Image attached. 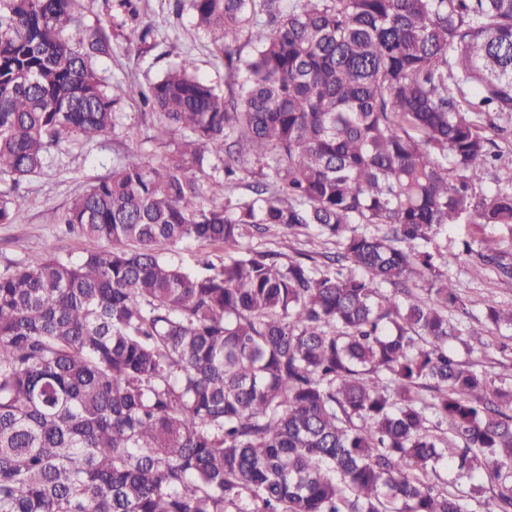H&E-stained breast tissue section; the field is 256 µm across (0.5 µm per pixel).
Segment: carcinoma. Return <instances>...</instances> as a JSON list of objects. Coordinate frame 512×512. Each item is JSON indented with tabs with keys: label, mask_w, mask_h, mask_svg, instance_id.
<instances>
[{
	"label": "carcinoma",
	"mask_w": 512,
	"mask_h": 512,
	"mask_svg": "<svg viewBox=\"0 0 512 512\" xmlns=\"http://www.w3.org/2000/svg\"><path fill=\"white\" fill-rule=\"evenodd\" d=\"M83 2L0 0V179L116 124ZM191 2L227 93L179 57L141 93L174 148L56 215L109 247L0 273V512H469L483 477L512 512V389L448 350L485 342L434 247L512 225V182L481 191L512 132V0ZM209 159L212 195L239 172L250 194L204 204ZM24 205L0 193V223ZM270 226L339 251L244 245ZM184 240L238 253L189 272L159 252Z\"/></svg>",
	"instance_id": "carcinoma-1"
}]
</instances>
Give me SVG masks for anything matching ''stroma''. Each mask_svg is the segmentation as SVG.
I'll return each mask as SVG.
<instances>
[{"instance_id": "stroma-1", "label": "stroma", "mask_w": 512, "mask_h": 512, "mask_svg": "<svg viewBox=\"0 0 512 512\" xmlns=\"http://www.w3.org/2000/svg\"><path fill=\"white\" fill-rule=\"evenodd\" d=\"M85 6L86 24L104 27L112 40L111 57L98 64L101 75L109 83L129 87L131 93L114 107L118 119L112 134L81 147L66 148L53 155L37 174L20 182L0 181L1 192L25 200L23 211L12 223L0 224V272L16 263H39L49 243L58 256L71 260L99 248V241L67 231L63 225L53 223L52 217L63 212L78 191L108 174L127 152L137 151L154 161L166 153L170 139L159 131L150 108L141 103L137 92L159 80L175 63L171 44H178L181 52L194 60L200 77L218 86L224 83V57L209 33L195 26L189 0H139V14L134 19L121 8H107L106 0H85ZM146 26L152 28L153 34L143 41L139 33ZM467 241L477 249L492 246L512 253V226L457 224L438 234L436 242L447 261L448 275L468 303L466 323L485 340L484 347L471 351L458 340L452 341L449 348L490 379L510 384L512 328L504 325L497 330L488 329L482 311L489 301L505 310L512 308V282L498 280L482 265L461 259L459 253ZM251 245L286 257L336 250L333 242L314 231L292 233L280 228L255 235ZM162 251L189 270L197 269L199 259L219 265L231 254L223 246L199 241L167 244Z\"/></svg>"}]
</instances>
